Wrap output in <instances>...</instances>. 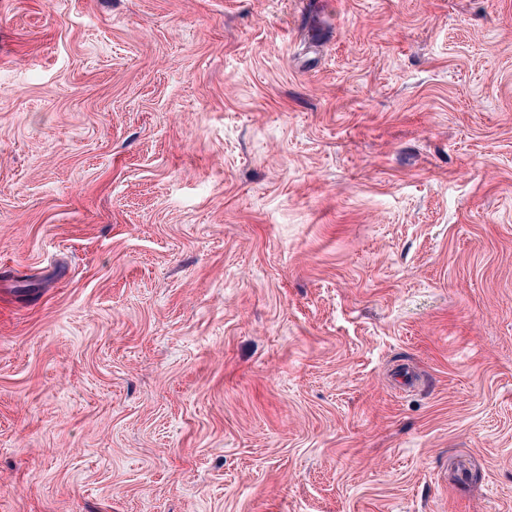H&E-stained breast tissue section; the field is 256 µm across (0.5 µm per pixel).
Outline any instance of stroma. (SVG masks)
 Listing matches in <instances>:
<instances>
[{
  "label": "stroma",
  "instance_id": "35a3bbf8",
  "mask_svg": "<svg viewBox=\"0 0 512 512\" xmlns=\"http://www.w3.org/2000/svg\"><path fill=\"white\" fill-rule=\"evenodd\" d=\"M0 512H512V0H0Z\"/></svg>",
  "mask_w": 512,
  "mask_h": 512
}]
</instances>
